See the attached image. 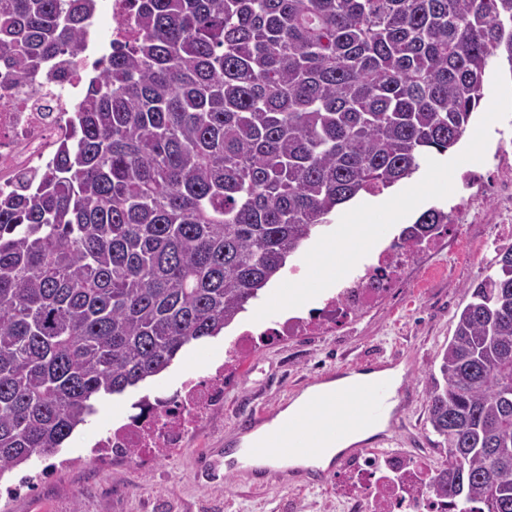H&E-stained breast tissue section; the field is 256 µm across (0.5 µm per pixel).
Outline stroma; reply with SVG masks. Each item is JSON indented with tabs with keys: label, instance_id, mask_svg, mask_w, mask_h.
Instances as JSON below:
<instances>
[{
	"label": "stroma",
	"instance_id": "1",
	"mask_svg": "<svg viewBox=\"0 0 512 512\" xmlns=\"http://www.w3.org/2000/svg\"><path fill=\"white\" fill-rule=\"evenodd\" d=\"M485 98L460 143L448 153L433 155L417 176L423 188L415 199L402 198L400 188L384 190L387 209L362 213L354 205L340 207L320 237L334 239L344 224L364 221L382 226L374 249H361L358 265L374 262L398 235L401 226L391 223L395 210L406 213V222L430 206L449 207L468 193L464 174L480 178L493 175L497 143H512V76L493 72L484 84ZM444 170L453 190L433 191L426 184ZM447 247L430 259L417 293L367 314L353 330L340 336H318L289 343L276 336L261 337L245 367L224 381V400L211 407L207 418L187 436L183 448L166 458L100 459L95 440L134 413L141 399L167 397L188 381L206 378L223 364L225 350L238 334L252 328L241 317L224 332L188 347L159 376L107 399L88 424L79 427L50 458H32L0 478V512H337L336 487L340 474L305 489H291L279 480L261 489L244 486L234 475L208 478L199 465L209 451L223 449L239 417L282 400L290 389L303 386L321 374L356 369L371 359L411 361L407 377L416 392L436 369V354L451 337L453 317L465 304L463 287L480 281L495 256L487 224H461L446 235ZM426 402L418 400L410 411L403 433L383 445L386 453L420 448L436 458V438L426 426Z\"/></svg>",
	"mask_w": 512,
	"mask_h": 512
}]
</instances>
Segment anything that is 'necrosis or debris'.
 <instances>
[{"label": "necrosis or debris", "instance_id": "necrosis-or-debris-1", "mask_svg": "<svg viewBox=\"0 0 512 512\" xmlns=\"http://www.w3.org/2000/svg\"><path fill=\"white\" fill-rule=\"evenodd\" d=\"M96 8L110 14L112 25L88 44L84 61L40 77L37 87L50 99L47 108L38 107L27 88L0 90V191L37 179L48 164L60 138L73 125L72 105L80 94L87 58L104 55L109 45L132 43L131 0H96ZM499 169L500 178L492 182V191L500 203L494 238L508 244L512 242V153L508 150L499 153ZM442 242L441 233L419 230L402 248L380 250L375 264L341 280L336 291L312 314L281 319L274 335L316 336L359 320L415 285L417 274L427 267L428 255L438 250ZM253 344L252 332L242 331L214 374L202 383L175 392L171 403L150 405L109 430L96 443L101 455L143 448L161 459L183 447L189 431L206 417L214 401L223 398L225 374L238 369ZM345 470L351 478L341 496L345 512H453L447 499L432 492L433 469L419 455L385 454L370 449L353 456Z\"/></svg>", "mask_w": 512, "mask_h": 512}]
</instances>
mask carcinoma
Here are the masks:
<instances>
[{
    "label": "carcinoma",
    "mask_w": 512,
    "mask_h": 512,
    "mask_svg": "<svg viewBox=\"0 0 512 512\" xmlns=\"http://www.w3.org/2000/svg\"><path fill=\"white\" fill-rule=\"evenodd\" d=\"M132 2V47L0 194V477L235 322L339 207L459 143L493 62L512 72V0ZM94 9L0 0L13 80L80 57ZM492 268L426 378L454 512H512V246Z\"/></svg>",
    "instance_id": "cac0c4a2"
}]
</instances>
